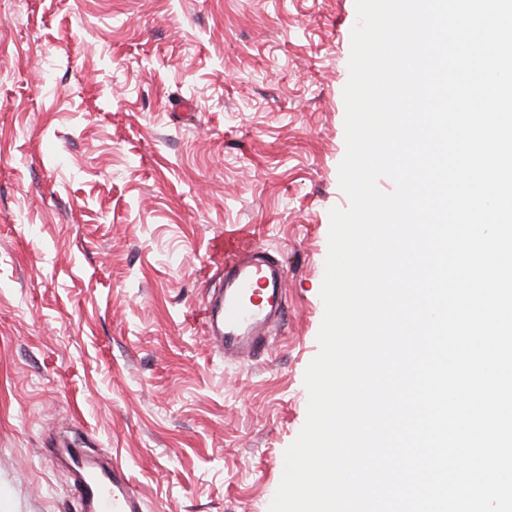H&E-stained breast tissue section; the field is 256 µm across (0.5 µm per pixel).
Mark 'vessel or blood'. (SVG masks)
<instances>
[{
    "instance_id": "b4317fda",
    "label": "vessel or blood",
    "mask_w": 512,
    "mask_h": 512,
    "mask_svg": "<svg viewBox=\"0 0 512 512\" xmlns=\"http://www.w3.org/2000/svg\"><path fill=\"white\" fill-rule=\"evenodd\" d=\"M220 251L217 267L224 272V286L211 294L202 319L218 351L247 360L265 345L261 330L280 306L284 273L256 260L248 228L225 237ZM67 455L77 474L73 493L82 512H144L122 466L94 461L84 448L68 449Z\"/></svg>"
}]
</instances>
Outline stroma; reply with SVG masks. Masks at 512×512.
<instances>
[{
	"label": "stroma",
	"mask_w": 512,
	"mask_h": 512,
	"mask_svg": "<svg viewBox=\"0 0 512 512\" xmlns=\"http://www.w3.org/2000/svg\"><path fill=\"white\" fill-rule=\"evenodd\" d=\"M355 0H0V512H81L65 440L145 512H269L307 417ZM285 272L267 352L197 316L215 240Z\"/></svg>",
	"instance_id": "1"
}]
</instances>
